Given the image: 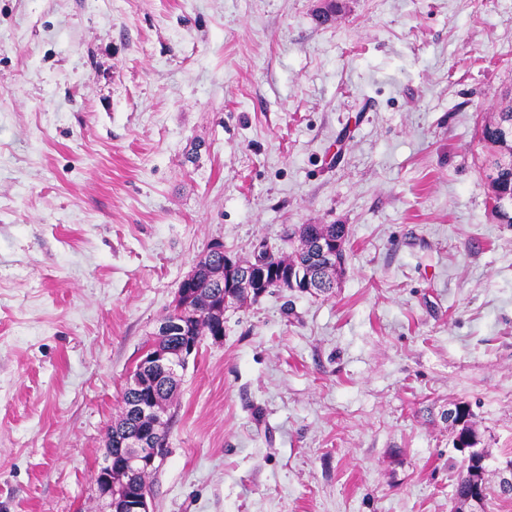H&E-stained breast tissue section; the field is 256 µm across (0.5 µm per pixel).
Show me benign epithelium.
I'll return each mask as SVG.
<instances>
[{
  "label": "benign epithelium",
  "mask_w": 512,
  "mask_h": 512,
  "mask_svg": "<svg viewBox=\"0 0 512 512\" xmlns=\"http://www.w3.org/2000/svg\"><path fill=\"white\" fill-rule=\"evenodd\" d=\"M197 267L191 270L181 281L177 297L182 299L177 317L171 322L159 325L156 335L179 336L184 334L185 321L190 317L188 308L189 295L195 281ZM243 281H250L257 287L268 290L272 286L287 288L301 293L314 292L320 283L311 268H293L284 270L271 266L263 259H257L252 264L242 267L232 257L224 256V287L233 290ZM197 344L190 342L181 347L179 357L175 358L167 349L152 347L141 359L130 378L129 388L136 394L133 409L141 420L148 421L146 426L135 432H126L120 439V446L124 449L122 472L125 480L117 484L112 479V445H107V452L103 465L100 467V476L96 481L98 495L108 503L111 512H150L149 494L141 493L132 496L126 493V486L132 482L137 474L155 466L158 458L162 457L167 446L168 434L162 432L164 418L149 420L156 409L153 407V390L157 381L162 378L174 379L178 377L179 363L188 359L195 351ZM458 450L471 463L478 461L479 450L476 449V439L473 433L465 432L457 438Z\"/></svg>",
  "instance_id": "7a95c632"
}]
</instances>
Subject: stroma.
I'll use <instances>...</instances> for the list:
<instances>
[{
  "mask_svg": "<svg viewBox=\"0 0 512 512\" xmlns=\"http://www.w3.org/2000/svg\"><path fill=\"white\" fill-rule=\"evenodd\" d=\"M0 0V512H104L122 394L197 257L348 228L332 295L224 313L151 512H512V224L482 122L512 0ZM475 446L476 439L474 437L473 432H464L463 434H460V436L457 438L458 450L465 456L466 459H468L471 462V464L477 465V455L479 453V450L474 448ZM471 464L465 465L466 472L463 473V475L459 478L455 486L454 496L456 500L466 497L470 492L472 484L474 482H480L484 485L485 490L480 483L474 484L471 490V497L475 501L483 499V502L488 496L487 485H485L486 483L484 481L485 466L484 463L479 467Z\"/></svg>",
  "mask_w": 512,
  "mask_h": 512,
  "instance_id": "stroma-1",
  "label": "stroma"
}]
</instances>
